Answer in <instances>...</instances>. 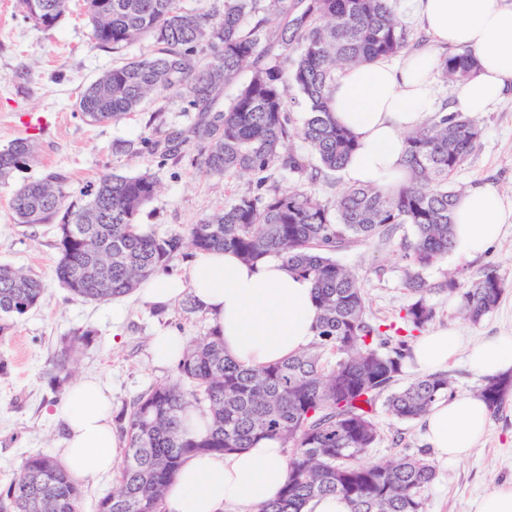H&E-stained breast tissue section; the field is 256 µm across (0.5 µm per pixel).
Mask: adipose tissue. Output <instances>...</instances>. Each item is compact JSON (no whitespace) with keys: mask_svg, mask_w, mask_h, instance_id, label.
I'll return each instance as SVG.
<instances>
[{"mask_svg":"<svg viewBox=\"0 0 512 512\" xmlns=\"http://www.w3.org/2000/svg\"><path fill=\"white\" fill-rule=\"evenodd\" d=\"M419 26L440 45L472 52L476 72L458 88L455 111H490L512 87V0H407ZM434 56L418 52L403 61L378 59L346 68L336 80L331 104L339 123L358 139L346 167L356 183L390 187L404 176L405 134L433 107ZM512 221L507 204L491 187L464 193L455 208V253L486 249ZM139 296L170 307L184 295L211 318L224 350L248 368L281 361L306 349L315 337L320 311L309 280L289 273L281 259L248 264L226 251L194 252L185 275L143 280ZM456 331L436 327L414 345V360L427 373L447 366L461 350ZM470 363L481 375L512 370V334L475 348ZM489 411L473 395L441 400L422 417L423 434L438 461L462 460L486 434ZM61 462L77 477L113 470L127 449L111 405L98 380L82 378L69 388L61 414ZM288 480L284 450L275 440L229 453L190 456L165 493L166 512H224L230 505L255 507L274 500Z\"/></svg>","mask_w":512,"mask_h":512,"instance_id":"ef3b65f1","label":"adipose tissue"}]
</instances>
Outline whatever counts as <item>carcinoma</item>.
<instances>
[{
	"instance_id": "1",
	"label": "carcinoma",
	"mask_w": 512,
	"mask_h": 512,
	"mask_svg": "<svg viewBox=\"0 0 512 512\" xmlns=\"http://www.w3.org/2000/svg\"><path fill=\"white\" fill-rule=\"evenodd\" d=\"M69 0H18L34 27L53 28ZM92 37L119 53L149 40L153 49L112 65L85 88L77 111L89 122L118 121L147 101L172 95L196 113L188 137L178 141L144 136L131 151L149 149L178 159L189 139L203 144L201 168L209 175L245 180L248 188L224 209L190 228L188 238L137 231V218L156 195L149 173L100 174L76 196L65 177L51 171L14 190L11 208L19 224L56 222L54 274L76 297L104 301L132 293L145 278L167 273L189 246L233 251L245 262L282 259L288 270L312 281L321 310L309 347L281 362L246 368L224 353L212 327L188 342L174 376L153 384L120 416L127 452L116 485L100 497L96 512H165L164 495L184 459L197 453L254 448L275 439L288 449V480L277 498L256 512H302L311 499L339 495L350 512H426L425 490L436 470L422 452L386 464L363 458L381 437L374 418L378 401L402 421L421 418L447 397L450 377L422 374L396 389L410 340L437 317L423 271L453 248L454 208L462 190L451 177L481 137L477 122L461 112H438L405 135L407 176L393 188L353 183L333 203L319 199L315 183L345 169L356 151L355 136L329 105L337 72L380 57L408 53L420 41L397 19L391 0H222V8L187 9L181 0H84ZM250 81L222 112H213L225 84L244 68ZM438 70L461 84L474 71L471 52L446 54ZM302 97L306 112L296 122L288 91ZM306 151L286 149L291 138ZM32 141L0 150V181L30 166ZM276 168L296 178L288 191L267 185ZM413 229L402 259L410 300L402 319L407 335L368 309L365 284L336 253L376 239L389 241L402 225ZM439 288L460 298V312L479 323L507 288L497 267L466 281L451 278ZM45 286L21 268L0 265V335L40 304ZM74 335L62 342L47 372L56 392L71 374ZM512 392V375L486 378L476 391L497 413ZM200 414L206 432L186 434L188 413ZM79 481L55 458L27 455L7 489L0 512H81Z\"/></svg>"
}]
</instances>
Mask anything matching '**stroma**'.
<instances>
[{
  "label": "stroma",
  "mask_w": 512,
  "mask_h": 512,
  "mask_svg": "<svg viewBox=\"0 0 512 512\" xmlns=\"http://www.w3.org/2000/svg\"><path fill=\"white\" fill-rule=\"evenodd\" d=\"M16 3L0 0V149L30 138L39 154L26 170L16 173L13 182L0 184V264L35 274L43 279L46 292L40 306L0 336V358L8 364L6 373L0 374V491L26 455H51L62 445L64 431L58 417L62 400L46 371L65 337L89 332L91 341L76 353L73 370L99 377L118 415L138 395L173 374L172 367L155 364L148 350V338L157 328H173L192 338L204 335L211 326L205 312L185 313L179 303L158 310L142 304L134 294L121 298L126 316L117 326L112 322L111 302L72 297L53 276L54 226L31 227L13 218L10 200L16 184L52 170L66 175L69 190L75 191L105 171L150 172L159 188L138 221L160 237L187 236L191 224L222 210L245 188L242 181L203 173L201 146L195 142L185 145L177 161L123 150V142L151 131L162 138L184 136L195 115L185 111L178 98L147 104L118 122L91 123L78 114L76 102L82 90L110 69L116 57L136 58L149 52L150 41L132 43L118 55L93 40L83 0H70L63 19L47 31L25 20ZM158 106L165 109L162 120L149 127ZM478 121L483 129L480 144L454 181L465 190L491 186L511 199L512 92L492 111L480 114ZM412 235L406 224L387 243L373 242L337 255L363 279L371 313L390 322L399 321L408 302L401 255L404 240ZM488 265L498 267L512 282V223L486 250L471 256L448 254L423 276L433 284L451 273L463 278L476 275ZM428 300L438 312L437 325L457 329L466 348L512 332V285L476 325L460 315L457 296L436 291ZM375 418L381 438L368 450V461L385 463L425 447L420 421H398L381 407L376 408ZM436 471L435 481L425 492L427 512H466L468 503L492 484L512 481V397L491 416L485 437L468 459L437 466Z\"/></svg>",
  "instance_id": "1"
}]
</instances>
